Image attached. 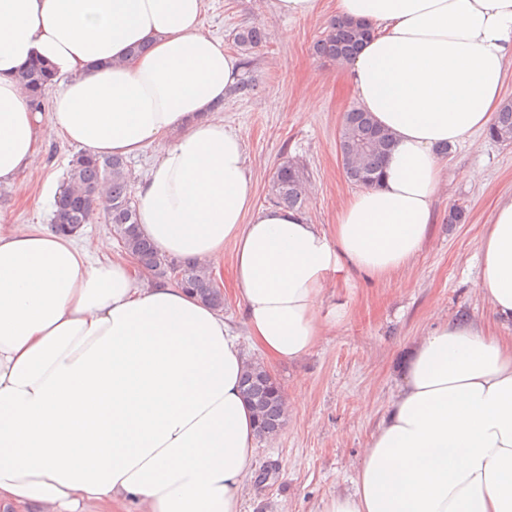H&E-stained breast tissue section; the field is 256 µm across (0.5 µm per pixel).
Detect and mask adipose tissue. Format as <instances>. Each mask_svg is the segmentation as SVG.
<instances>
[{"label": "adipose tissue", "mask_w": 512, "mask_h": 512, "mask_svg": "<svg viewBox=\"0 0 512 512\" xmlns=\"http://www.w3.org/2000/svg\"><path fill=\"white\" fill-rule=\"evenodd\" d=\"M372 34L345 63L391 145L377 183L332 232L253 205L242 139L218 110L237 59L205 33L203 0H0V186L24 190L49 133L97 157L163 150L139 190L157 249L219 274L268 360L307 355L327 326L328 273L387 277L433 222L438 149L488 129L512 64V0H337ZM66 80L49 116L16 75ZM480 291L512 326V194L481 240ZM248 358L219 310L138 277L99 240L0 224V502L18 512H241L256 440ZM320 512H512V340L472 319L420 336L356 490Z\"/></svg>", "instance_id": "obj_1"}]
</instances>
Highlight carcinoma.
I'll return each mask as SVG.
<instances>
[{
	"instance_id": "cac0c4a2",
	"label": "carcinoma",
	"mask_w": 512,
	"mask_h": 512,
	"mask_svg": "<svg viewBox=\"0 0 512 512\" xmlns=\"http://www.w3.org/2000/svg\"><path fill=\"white\" fill-rule=\"evenodd\" d=\"M370 35L371 31L366 26L338 18L331 22L325 37L316 42L314 51L320 57L344 61ZM263 39L264 33L258 27L243 28L234 34L235 45L245 54ZM252 63L250 58H243V75L233 89L234 93L248 95L253 92L256 83ZM17 80L30 98L32 111L45 112L48 94L55 84L51 68L43 62L33 61L17 74ZM488 134L493 140H512V103L501 107ZM390 142V135L371 113L358 106L347 110L343 114L338 137L346 180L357 186L373 185ZM101 184L108 186L109 193L100 203L95 198V190ZM303 185V170L292 162L284 163L273 177L274 202L302 211L305 202ZM98 208L103 209L121 240L122 248L133 256L140 269L148 272L170 270L177 276V285L192 290L201 301L212 307L224 308V294L210 275L190 262L170 267V261L138 230V204L132 195L127 161L118 156L99 159L79 151L71 159L67 180L54 202L52 224L59 230L65 226L87 224ZM243 394L256 414L257 436L268 439L278 435L286 424L287 411L279 383L265 366L257 363L245 371Z\"/></svg>"
}]
</instances>
